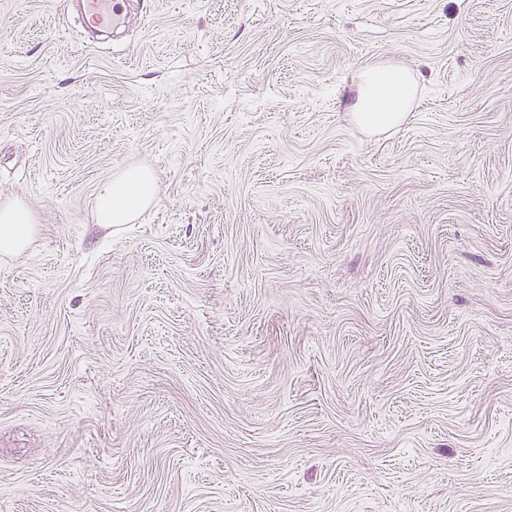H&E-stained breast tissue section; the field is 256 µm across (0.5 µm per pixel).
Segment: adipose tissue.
<instances>
[{
	"label": "adipose tissue",
	"mask_w": 512,
	"mask_h": 512,
	"mask_svg": "<svg viewBox=\"0 0 512 512\" xmlns=\"http://www.w3.org/2000/svg\"><path fill=\"white\" fill-rule=\"evenodd\" d=\"M351 112L371 132L391 130L406 119L416 92L413 76L397 66L375 65L362 69ZM158 194L154 174L130 167L110 178L95 198L97 224H126ZM35 232L30 209L18 201L0 204V254L21 251Z\"/></svg>",
	"instance_id": "adipose-tissue-1"
}]
</instances>
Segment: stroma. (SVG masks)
I'll return each instance as SVG.
<instances>
[{
  "label": "stroma",
  "mask_w": 512,
  "mask_h": 512,
  "mask_svg": "<svg viewBox=\"0 0 512 512\" xmlns=\"http://www.w3.org/2000/svg\"><path fill=\"white\" fill-rule=\"evenodd\" d=\"M7 200L0 512H512V0H0ZM125 12L124 0H85L82 20L86 25L92 21L100 26L115 28L122 23ZM355 101L350 107L356 121L370 132H385L406 119L416 92L413 76L397 66L362 69ZM158 194L154 174L146 169L130 167L111 177L95 198V220L101 226L126 224ZM35 224L30 209L19 201L0 205V254L21 251L33 237Z\"/></svg>",
  "instance_id": "1"
}]
</instances>
